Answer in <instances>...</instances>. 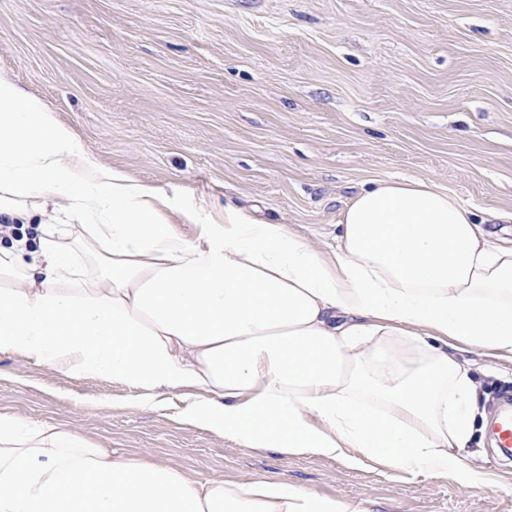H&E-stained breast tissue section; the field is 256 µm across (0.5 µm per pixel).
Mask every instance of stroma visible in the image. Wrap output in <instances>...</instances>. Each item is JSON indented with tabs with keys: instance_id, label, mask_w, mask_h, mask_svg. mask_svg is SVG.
I'll list each match as a JSON object with an SVG mask.
<instances>
[{
	"instance_id": "35a3bbf8",
	"label": "stroma",
	"mask_w": 512,
	"mask_h": 512,
	"mask_svg": "<svg viewBox=\"0 0 512 512\" xmlns=\"http://www.w3.org/2000/svg\"><path fill=\"white\" fill-rule=\"evenodd\" d=\"M0 78L41 101L85 157L164 192L196 224L228 206L322 254L347 201L426 179L478 217L512 211V0H0ZM196 224L179 225L194 239ZM479 408L512 394V362L456 353ZM101 376L0 354V414L191 479L285 478L361 512H512V461L476 431L484 484L314 453L281 455L182 423Z\"/></svg>"
}]
</instances>
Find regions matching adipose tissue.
<instances>
[{
	"instance_id": "obj_1",
	"label": "adipose tissue",
	"mask_w": 512,
	"mask_h": 512,
	"mask_svg": "<svg viewBox=\"0 0 512 512\" xmlns=\"http://www.w3.org/2000/svg\"><path fill=\"white\" fill-rule=\"evenodd\" d=\"M168 194L84 157L40 101L0 80V353L107 376L250 447L479 482L462 461L479 410L456 345L512 359V246L423 180L361 190L326 257L228 206L184 238ZM83 223V285L58 211ZM0 512H359L282 478L193 480L50 423L0 414Z\"/></svg>"
}]
</instances>
